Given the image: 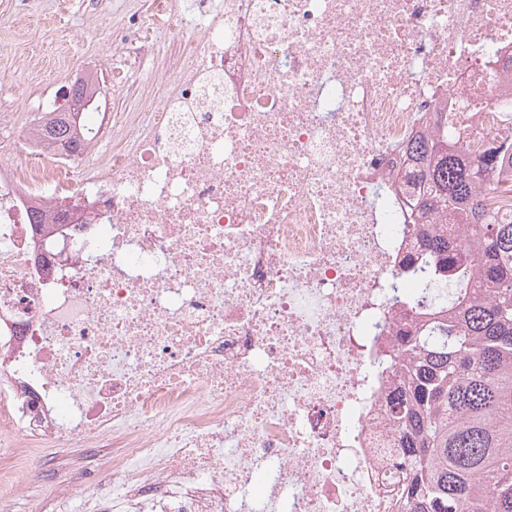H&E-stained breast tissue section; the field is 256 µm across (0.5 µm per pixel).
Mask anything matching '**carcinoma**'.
Masks as SVG:
<instances>
[{"mask_svg":"<svg viewBox=\"0 0 512 512\" xmlns=\"http://www.w3.org/2000/svg\"><path fill=\"white\" fill-rule=\"evenodd\" d=\"M70 99L85 103L42 130L51 144L77 152V124L98 107L85 86ZM406 182L425 185L419 218L454 212L464 239L438 233L400 263L399 278L414 283L396 336L380 353L390 424L408 462L395 493L397 512H512V184L499 189L493 172L512 167V142L476 157L459 146L446 124L407 148ZM508 194L496 209L483 197Z\"/></svg>","mask_w":512,"mask_h":512,"instance_id":"obj_1","label":"carcinoma"}]
</instances>
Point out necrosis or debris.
<instances>
[{
  "label": "necrosis or debris",
  "instance_id": "4bbe7bcc",
  "mask_svg": "<svg viewBox=\"0 0 512 512\" xmlns=\"http://www.w3.org/2000/svg\"><path fill=\"white\" fill-rule=\"evenodd\" d=\"M197 28L125 144L0 158V512L30 451L111 448L32 512H395L370 346L427 227L410 144L512 139V0H156Z\"/></svg>",
  "mask_w": 512,
  "mask_h": 512
}]
</instances>
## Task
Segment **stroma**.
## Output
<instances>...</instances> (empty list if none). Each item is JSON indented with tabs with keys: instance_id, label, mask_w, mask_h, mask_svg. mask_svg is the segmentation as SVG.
Masks as SVG:
<instances>
[{
	"instance_id": "stroma-1",
	"label": "stroma",
	"mask_w": 512,
	"mask_h": 512,
	"mask_svg": "<svg viewBox=\"0 0 512 512\" xmlns=\"http://www.w3.org/2000/svg\"><path fill=\"white\" fill-rule=\"evenodd\" d=\"M0 0V114L17 122L39 115L42 101L62 92L71 78L91 69L111 76L122 69L125 82L108 99L112 112H141L153 99L161 81L176 67L180 42L150 41L148 51L129 54L119 36L136 16L150 14L155 0ZM55 472L62 481L92 476L96 462L89 449L74 443L38 448L21 481L25 487L14 501V512H30L48 485L42 473Z\"/></svg>"
}]
</instances>
